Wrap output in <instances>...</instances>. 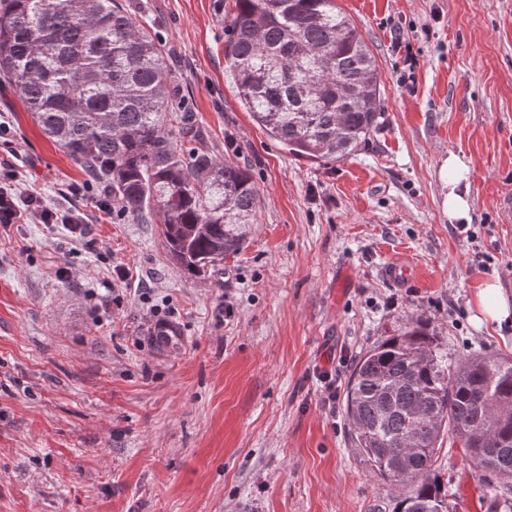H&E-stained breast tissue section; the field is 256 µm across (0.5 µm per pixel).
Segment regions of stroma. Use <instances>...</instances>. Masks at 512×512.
I'll list each match as a JSON object with an SVG mask.
<instances>
[{
	"instance_id": "1",
	"label": "stroma",
	"mask_w": 512,
	"mask_h": 512,
	"mask_svg": "<svg viewBox=\"0 0 512 512\" xmlns=\"http://www.w3.org/2000/svg\"><path fill=\"white\" fill-rule=\"evenodd\" d=\"M128 3L168 54L194 148L250 166L256 221L205 280L169 260L161 225L116 212H91L79 245L34 220L0 227V512H393L345 416L361 356L420 320L449 361L512 358L511 325L471 319L488 279L512 301V0H336L377 61L384 115L327 162L241 106L223 0ZM0 122V163L46 204L85 182L5 83ZM451 155L468 168L467 235L443 205ZM392 264L408 283L383 277ZM116 266L133 274L120 301L87 300ZM155 306L180 342H155ZM436 467L454 512H503L462 448L442 444Z\"/></svg>"
}]
</instances>
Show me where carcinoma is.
Here are the masks:
<instances>
[{"label": "carcinoma", "mask_w": 512, "mask_h": 512, "mask_svg": "<svg viewBox=\"0 0 512 512\" xmlns=\"http://www.w3.org/2000/svg\"><path fill=\"white\" fill-rule=\"evenodd\" d=\"M224 28L241 105L289 153L345 158L380 124L376 60L336 0H229ZM0 74L113 208L162 225L186 274H210L243 249L253 174L178 142L192 127L174 104L165 49L121 0H0ZM345 406L371 474L400 490L398 512H450L435 467L445 433L464 440L490 494L512 496V359L450 363L413 328L358 360Z\"/></svg>", "instance_id": "obj_1"}]
</instances>
